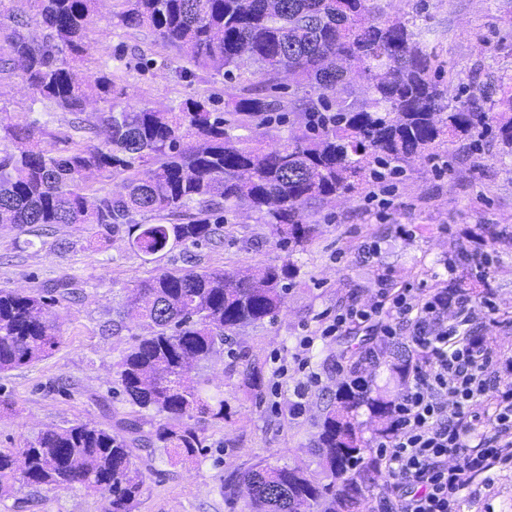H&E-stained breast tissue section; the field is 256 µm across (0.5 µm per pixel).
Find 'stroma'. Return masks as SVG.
<instances>
[{"label": "stroma", "instance_id": "1", "mask_svg": "<svg viewBox=\"0 0 512 512\" xmlns=\"http://www.w3.org/2000/svg\"><path fill=\"white\" fill-rule=\"evenodd\" d=\"M113 9L105 0L101 17L87 38L98 54L123 52L112 80L121 102L176 108L190 98L224 94L221 76L180 71L183 51L164 43L146 27L109 23ZM385 19L402 18L420 32L433 52L440 82L463 99L492 111L499 88L512 83V0H390ZM148 69H140V59ZM98 104L79 118L98 122ZM0 117L15 124L46 121L45 149L59 151L61 136L77 116L47 102H33L17 75H0ZM304 113L288 112L281 123L252 122L246 134L253 145L271 148L305 128ZM305 223L317 231L304 251L279 249L270 225L247 209L225 212L220 239L175 249L158 266L221 268L232 272L290 260L298 275L278 316L234 330L194 370L197 378L224 395V416L203 415L205 456L169 459L163 449L133 446L132 468L143 474L133 512H252L245 487L226 495L225 484L256 466H297L313 483L333 477L315 452L326 407L343 383L342 366L357 363L372 392L397 398L404 380L387 365L370 359L384 346L369 322H351L339 335L319 339V316H336L347 307L371 304L379 292L397 295L408 288H447L461 284L479 296L478 330L486 336L494 361L512 360V154L491 131L478 130L436 145L412 160L390 186L364 182L355 191L305 210ZM477 254L460 263L459 247ZM156 264L117 237L99 242L89 224H56L40 232L0 225V289L30 292L67 275L77 290L55 306L61 341L45 358L0 373V448H20L39 432L74 422L113 427L137 414L124 399L116 364L141 329L112 320L135 282L151 276ZM314 344L308 372L293 356L303 337ZM315 380L304 398L294 390ZM301 416H291L294 401ZM109 494L75 484L30 487L0 501V512H106ZM460 512H512V468L498 470L491 483L476 480L462 494Z\"/></svg>", "mask_w": 512, "mask_h": 512}]
</instances>
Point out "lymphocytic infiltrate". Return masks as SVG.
I'll return each instance as SVG.
<instances>
[{"label": "lymphocytic infiltrate", "instance_id": "1", "mask_svg": "<svg viewBox=\"0 0 512 512\" xmlns=\"http://www.w3.org/2000/svg\"><path fill=\"white\" fill-rule=\"evenodd\" d=\"M411 325L422 362L395 403L390 434L376 446L391 477L386 512H459L460 495L482 474L512 464V361L493 364L467 293H401L369 308L349 307L323 336L355 320ZM491 400L481 416L474 403Z\"/></svg>", "mask_w": 512, "mask_h": 512}]
</instances>
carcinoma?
<instances>
[{"instance_id":"carcinoma-1","label":"carcinoma","mask_w":512,"mask_h":512,"mask_svg":"<svg viewBox=\"0 0 512 512\" xmlns=\"http://www.w3.org/2000/svg\"><path fill=\"white\" fill-rule=\"evenodd\" d=\"M99 2L0 0V71L17 73L33 101L74 115L91 100L104 104L100 126L72 122L68 147L57 154L41 147L50 132L39 120L0 123V133L16 144L0 155V224H93L101 238L125 235L133 251L155 262L178 247L212 241L224 224V204L244 203L271 225L278 245L296 249L315 232L302 222L305 209L351 193L366 171L399 174L436 142L491 120L512 149V87L501 90L491 117L468 102L449 106L451 90L430 77L434 62L420 33L400 21H376L382 7L370 0H117L121 9L111 18L126 28L150 27L183 49L193 69L220 75L235 90L222 110L207 97L188 99L177 112L114 101L109 61L85 43ZM244 61L263 88H279L288 69L304 92L305 131L267 152L234 134L272 111L266 96L243 84ZM193 69L182 73L191 76ZM338 81L363 84L358 104L329 98ZM93 175L122 176L124 192L89 191ZM145 212L159 223L137 221ZM296 273L285 261L232 275L160 270L137 282L117 316L150 332L137 336L118 362V381L133 405L169 422L147 430L150 421L137 415L116 422V432L76 423L42 432L17 450L0 448V498L26 487L106 486L107 512H132L143 483L130 467L133 440L185 458L204 448L193 419L224 417V399L191 378L193 364L208 359L227 333L274 319ZM72 286L62 277L49 290L0 289V372L52 353L59 334L51 308L72 295ZM381 354L393 359L392 373L408 375V356L386 348ZM394 404L342 386L317 442L336 481L317 486L296 467L251 469L241 480L256 488L252 512H310L322 497L329 500L326 512H355L371 463L364 462L354 413L367 407L386 433ZM355 462L361 469L351 476Z\"/></svg>"}]
</instances>
